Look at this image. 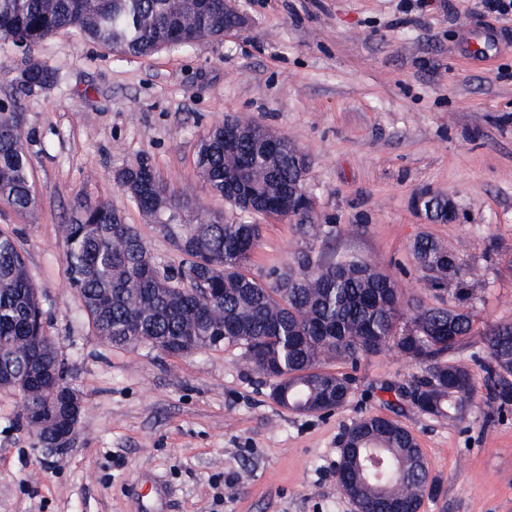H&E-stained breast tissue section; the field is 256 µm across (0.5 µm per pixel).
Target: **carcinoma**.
<instances>
[{
	"label": "carcinoma",
	"instance_id": "cac0c4a2",
	"mask_svg": "<svg viewBox=\"0 0 512 512\" xmlns=\"http://www.w3.org/2000/svg\"><path fill=\"white\" fill-rule=\"evenodd\" d=\"M61 31L104 46L120 58L147 57L163 47L191 46L237 31V16L224 0H0V50L33 48ZM20 83L44 87L54 69L30 59ZM30 136L17 113L0 111V205L30 214L37 199L30 181ZM205 188L228 200L250 199L230 217L212 213L191 192L169 189L140 158L115 171L129 203L180 255L162 266L138 228L108 203L83 208L62 227L68 281L80 294L98 335L113 346L148 344L173 355L221 346L239 347L269 383L278 404L295 412L329 414L353 394L362 360L394 351L419 371L406 385L387 388L437 419L465 418L484 387L497 409L512 406V322L482 333L483 350L470 361L456 358L475 335L470 269L448 245L416 239V269L453 305L427 303L396 287L374 263L358 256L326 258L299 250L292 266L264 275L251 269L262 235L256 216L292 220L309 232L300 175L308 162L288 136L227 116L197 147ZM415 209L433 222L456 218L455 206L431 192L415 194ZM45 334L38 289L13 235L0 233V386L17 389L21 421L30 432L55 417L57 402L43 379L52 370L59 386L68 369L57 350L36 349L31 336ZM338 476L362 512H419L433 480L414 435L395 420L365 415L341 440Z\"/></svg>",
	"mask_w": 512,
	"mask_h": 512
}]
</instances>
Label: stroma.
Here are the masks:
<instances>
[{
  "label": "stroma",
  "mask_w": 512,
  "mask_h": 512,
  "mask_svg": "<svg viewBox=\"0 0 512 512\" xmlns=\"http://www.w3.org/2000/svg\"><path fill=\"white\" fill-rule=\"evenodd\" d=\"M471 0L419 9L416 0H237L246 32L145 58H118L62 33L33 55L57 73L30 91L24 57L0 55V102L31 135L38 207L0 208V231L23 252L53 336L81 396L73 441L60 455L20 424L17 390L0 388V512H353L336 483L339 444L361 416L401 422L438 485L421 512H512V410L478 392L463 420L388 405L390 384L416 365L388 352L363 360L349 401L329 414L278 405L237 347L172 355L104 342L70 287L61 227L77 205L123 207L158 261L179 255L113 180L148 158L173 189H202L200 137L225 115L287 135L306 154L311 221L335 237H303L265 219L252 270L285 268L311 247L355 254L428 303L437 298L410 247L428 234L478 274L477 328L512 321V27L476 55ZM448 197L458 217L432 224L412 197Z\"/></svg>",
  "instance_id": "stroma-1"
}]
</instances>
